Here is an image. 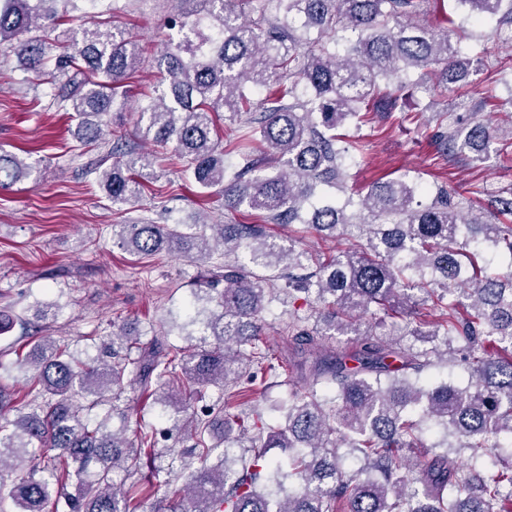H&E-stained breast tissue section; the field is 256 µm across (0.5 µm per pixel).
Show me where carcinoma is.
Listing matches in <instances>:
<instances>
[{
	"instance_id": "1",
	"label": "carcinoma",
	"mask_w": 512,
	"mask_h": 512,
	"mask_svg": "<svg viewBox=\"0 0 512 512\" xmlns=\"http://www.w3.org/2000/svg\"><path fill=\"white\" fill-rule=\"evenodd\" d=\"M59 1L72 10L81 2L0 0V48L46 80L67 69L84 75L51 105L81 118L78 139L86 145L103 136L140 50L93 19L49 59L44 43L57 15L50 5ZM206 2L210 8L191 22L175 20L184 36L158 60L167 85L137 108L141 139L174 143L184 171L205 192L220 188L226 209L246 206L273 224H303L325 241L355 227L361 240L321 259L280 244L262 224H211L210 238L177 223L117 225V244L140 259L166 251L196 261L244 250L253 266L226 263L192 291L219 308L202 322V336L216 340L203 349L182 354L162 336L143 343L114 332L109 362H83L65 344L36 341L15 361L35 370L27 390L0 384V486L11 472L16 512H43L75 472L94 480L65 495L68 512H140L141 499L111 483L110 473L137 469L165 431L143 429L131 441L90 425L82 411L108 394L118 410L132 382L143 390L156 384L157 400L177 407V386L202 401L209 385L272 367L258 345L262 313L284 292L310 310L288 324L296 349L311 355L326 337L350 334L360 347L329 348L331 358L291 393L276 428L247 408V387L224 398L222 449L204 437L214 407L192 413L182 430L201 466L186 474L190 512H512V450L500 453L512 445V273L484 275L480 265L488 251L512 256V188L495 195L496 223L417 176L377 181L358 200L318 198L322 186L342 189L355 163L352 144L336 130L369 112L397 111L410 72L430 68L442 84H468L473 62L462 57L455 30L437 34L417 23L423 0H261L257 19L243 18L249 0ZM450 2L462 32L483 20L512 28V0ZM260 92L256 106L251 95ZM244 114L265 145L262 167L241 146L232 151L218 141L216 118ZM436 127L443 156L482 158L493 149L512 164V123L439 117ZM112 154L117 160L98 176L109 199L139 200L149 155L119 142ZM31 170L0 151L1 190ZM272 272L285 283H274ZM441 361L461 367L467 385L422 380ZM29 396L34 404L25 412ZM424 417L443 439L406 473L402 452L419 448ZM245 443L251 458L237 468L234 448ZM271 448L288 452V468L267 457ZM342 448L358 468L343 467ZM215 452L217 463L207 464ZM467 452L490 458L487 473L457 463Z\"/></svg>"
}]
</instances>
